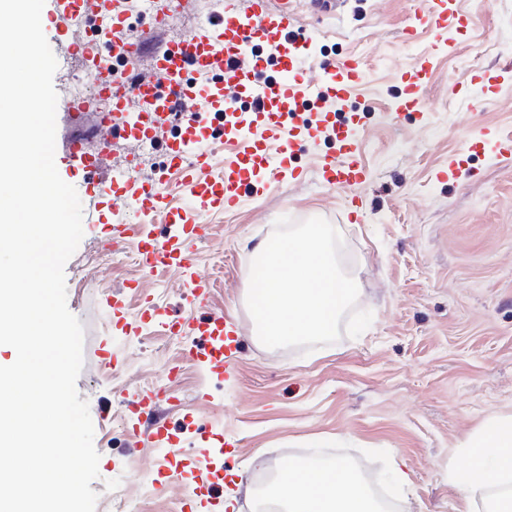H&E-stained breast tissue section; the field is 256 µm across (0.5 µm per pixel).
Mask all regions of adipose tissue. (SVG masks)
<instances>
[{"label": "adipose tissue", "mask_w": 512, "mask_h": 512, "mask_svg": "<svg viewBox=\"0 0 512 512\" xmlns=\"http://www.w3.org/2000/svg\"><path fill=\"white\" fill-rule=\"evenodd\" d=\"M469 493L489 486L485 512H512V414L487 421L470 439V456L457 476ZM283 512H379L368 486L337 459L326 465L291 461L268 490Z\"/></svg>", "instance_id": "ef3b65f1"}]
</instances>
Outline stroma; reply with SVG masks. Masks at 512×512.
<instances>
[{
  "instance_id": "obj_1",
  "label": "stroma",
  "mask_w": 512,
  "mask_h": 512,
  "mask_svg": "<svg viewBox=\"0 0 512 512\" xmlns=\"http://www.w3.org/2000/svg\"><path fill=\"white\" fill-rule=\"evenodd\" d=\"M328 2L267 0L273 12L290 4L294 31L313 39L300 62L309 85L322 84L326 66L344 58L364 61V78L342 109L362 116L366 181L325 184L319 161L335 147L334 129L300 130L289 166L271 163L257 194L202 214L205 234L187 270L149 272L123 261L140 239L178 235L162 211H142L129 198L80 197L84 236L64 273L67 306L85 328L77 390L100 455L95 512H111L123 493L138 512H188L192 473L242 468L250 483L293 455L359 463L400 512H457L456 475L469 436L512 412V153L489 147L469 155L458 179L439 176L482 131L512 140V0H488L479 15L473 0H451L459 24L440 36L414 21L411 0H343L333 10ZM112 7L128 38L144 46L134 67L145 78H155L161 47L198 29L172 17L155 24L145 0H112ZM421 61L428 64L423 109L397 112ZM95 122L91 112H58L57 146L81 137L87 151L101 154V176L126 177L136 141L98 136ZM177 132L161 123L135 173L157 184L173 208L187 204L164 167ZM353 197L360 206L351 212ZM103 212L130 227L122 254L108 263L97 257ZM282 216L322 217L341 234L357 306L373 314L360 337L308 354L259 342L245 265ZM200 280L208 285L203 297ZM115 293L122 329L107 305ZM203 303L233 325L224 337L231 373L212 371L198 356L205 343L190 325ZM173 321L182 334H171ZM146 381L171 394L157 409L168 428L160 441L146 440V417L127 408ZM216 437L222 448H214ZM400 463L409 485L393 479Z\"/></svg>"
}]
</instances>
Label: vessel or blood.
Returning <instances> with one entry per match:
<instances>
[{"mask_svg": "<svg viewBox=\"0 0 512 512\" xmlns=\"http://www.w3.org/2000/svg\"><path fill=\"white\" fill-rule=\"evenodd\" d=\"M83 0H45L41 14L43 27H51L59 36L69 35L72 27L84 21ZM414 17L425 20L435 31L443 33L454 24L453 14L437 7L435 0H414ZM290 18L287 13L271 15L264 0H254L251 12L239 17L234 8H227L220 23L201 24L189 40L166 45L158 53V67L167 78L166 89H159L151 83L142 84L134 103L139 115L137 125L129 127L127 136L132 138L151 137L157 123L171 114L175 106L192 111V103L200 93L190 86L186 79L188 70L208 71L221 74L225 83L243 87L249 99L262 102L263 113L269 118L266 128L255 131L240 156L224 167V175L212 177L208 171L209 157L193 152L194 143L204 137L207 126L196 121H187L178 137L169 141L166 147L168 165L181 175L179 189L207 208L222 207L224 202L239 201L244 195L257 191L268 169L265 145L268 141L278 144L280 158H287L295 152V115L305 104H314L316 110H323L327 100H340L348 94L352 85L361 77L359 59L350 57L340 61L334 68L329 82L312 87L305 84L296 66L305 54V43L289 33ZM280 41L283 51L278 61V72L260 83L247 84L241 60L255 46L269 40ZM90 61L88 79L98 94L110 95L112 108L124 109V99L116 93L117 86L127 78L125 71L116 69L112 63L98 57L95 51L85 50ZM356 126L340 123L336 126L339 143L337 153L324 155L321 171L330 185L352 186L365 181L367 173L357 153ZM64 159L74 171L85 172L98 168V155L88 153L81 145L68 144ZM90 194L104 197L133 198L142 210L154 211L163 208V197L155 185L140 183L136 179L118 184L98 180L87 186ZM168 223L181 225L180 238H146L137 244L146 270L159 266L184 268L190 261L189 244L199 238L204 227L198 217L165 210ZM195 328L206 341L204 352L212 369L228 368L229 361L224 355V318L209 312L200 318ZM224 480L223 469L217 468L198 474L189 485L188 497L198 500L205 497L212 486Z\"/></svg>", "mask_w": 512, "mask_h": 512, "instance_id": "1", "label": "vessel or blood"}]
</instances>
